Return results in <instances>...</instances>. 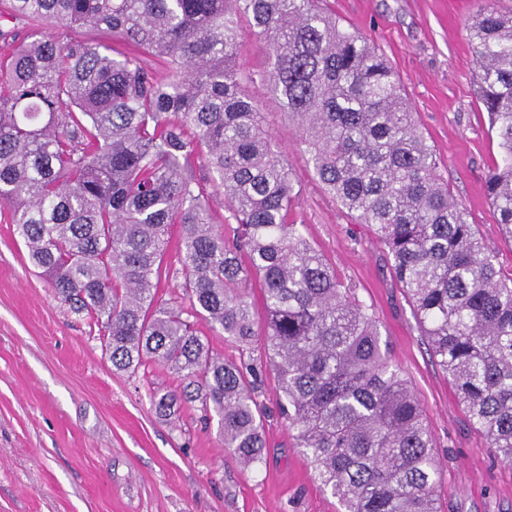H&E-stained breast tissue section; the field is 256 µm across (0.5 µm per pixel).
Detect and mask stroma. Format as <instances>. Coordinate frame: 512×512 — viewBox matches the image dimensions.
Here are the masks:
<instances>
[{
	"label": "stroma",
	"mask_w": 512,
	"mask_h": 512,
	"mask_svg": "<svg viewBox=\"0 0 512 512\" xmlns=\"http://www.w3.org/2000/svg\"><path fill=\"white\" fill-rule=\"evenodd\" d=\"M341 25L362 34L395 70L403 97L433 147L439 173L512 277V241L485 191L500 160L477 95L470 41L475 0H329ZM264 52L246 42L240 77L293 173L295 223L338 278L371 305L425 414L446 493L441 512H512V464L485 454L484 439L436 365L390 258L316 178L298 129L258 76ZM170 371L113 369L96 328L62 305L0 219V512H337L287 422L274 410L276 379L255 395L270 410L262 463L243 468L204 424L199 404L158 416L152 392L176 389Z\"/></svg>",
	"instance_id": "obj_1"
}]
</instances>
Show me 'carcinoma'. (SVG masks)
Listing matches in <instances>:
<instances>
[{
  "label": "carcinoma",
  "mask_w": 512,
  "mask_h": 512,
  "mask_svg": "<svg viewBox=\"0 0 512 512\" xmlns=\"http://www.w3.org/2000/svg\"><path fill=\"white\" fill-rule=\"evenodd\" d=\"M241 12L316 177L372 228L485 452L511 463L512 278L438 173L390 63L321 0H0V40H21L0 57V206L115 369L180 377V392L151 396L158 414L198 402L235 458L259 462L262 369L215 356L194 321L240 344L260 335L295 448L343 512H440L433 438L373 310L291 221V169L238 79ZM46 23L56 32L35 36ZM470 37L501 150L487 199L512 238V11L480 7ZM201 166L224 189L220 229ZM175 225L174 306L156 295Z\"/></svg>",
  "instance_id": "obj_1"
}]
</instances>
